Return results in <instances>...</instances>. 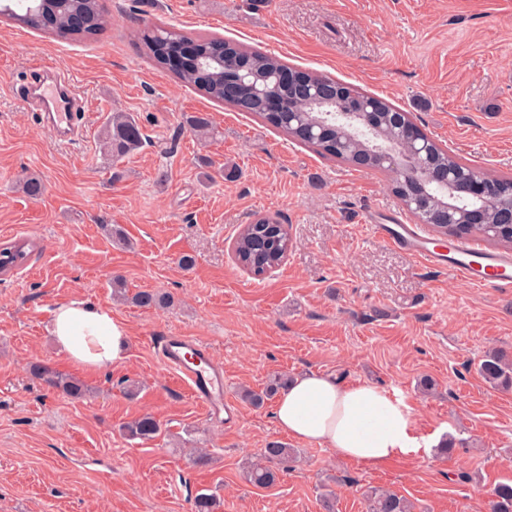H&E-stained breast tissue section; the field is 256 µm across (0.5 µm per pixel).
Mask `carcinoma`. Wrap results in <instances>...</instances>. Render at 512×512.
<instances>
[{
    "label": "carcinoma",
    "instance_id": "1",
    "mask_svg": "<svg viewBox=\"0 0 512 512\" xmlns=\"http://www.w3.org/2000/svg\"><path fill=\"white\" fill-rule=\"evenodd\" d=\"M16 24L45 31L61 40H92L109 24L104 0H43V6L26 14L24 0H17ZM140 47L144 55L162 71L173 74L182 84L193 88L209 99L225 102L237 110L262 119L288 139L310 146L322 156L352 164L353 160L337 149L336 135L347 125L344 102L349 99L373 100L379 112H394L396 108L389 102L372 97L357 87L337 81L327 75H320L325 86L334 88L339 95L336 105L325 109L312 104L296 88L284 85L279 75L291 71L302 79L313 76L289 66L280 59L247 47L241 43L226 40L216 35L190 36L176 29H158L142 35ZM228 87H235L239 94L229 98L225 94ZM274 94L293 102L299 112L310 113L323 121L326 132L319 139L308 136L305 127L297 122L288 123V116L265 110L261 98ZM188 125L200 137H210L214 129L208 115L198 113L189 116ZM353 134L359 144L358 153L371 148L378 132L367 124L354 129ZM144 142L141 127L127 112H114L106 122L102 135V153L111 162H117L137 151ZM428 165L432 167H453L465 174L471 166L450 154L447 149L432 143ZM475 205L465 194L457 199L456 223L443 226L433 224L435 232H447L461 239L477 237L504 247L512 245V225L497 224V217L490 212L486 220L491 225L472 224ZM290 237L288 227L273 216H261L258 222L243 226L234 242V258L244 270L261 276L266 270L282 262ZM26 248L17 244L0 245V272L7 273L19 267L27 259ZM114 296L120 300L131 299L139 307L164 308L171 302L165 293L143 291L133 296L126 294L122 280L112 278ZM478 373L489 384L502 388H512V353L495 348L487 351L480 360ZM32 374L48 387L62 391L73 399H82L88 387L75 378H64L42 365L32 367ZM288 384L285 375L276 376L271 384L260 392L242 391V397L259 407L265 399L275 395ZM132 439H150L161 431L160 423L151 415H143L124 426ZM295 455V450L279 441H272L262 449L260 459L251 464L245 478L255 486L266 487L273 484L277 473L270 464H286ZM368 512H414V504L393 491L374 488L367 494ZM220 503L213 494L201 492L195 496L194 512H218ZM490 512H512V482L498 484L492 492Z\"/></svg>",
    "mask_w": 512,
    "mask_h": 512
}]
</instances>
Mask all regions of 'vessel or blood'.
Segmentation results:
<instances>
[{
	"instance_id": "1",
	"label": "vessel or blood",
	"mask_w": 512,
	"mask_h": 512,
	"mask_svg": "<svg viewBox=\"0 0 512 512\" xmlns=\"http://www.w3.org/2000/svg\"><path fill=\"white\" fill-rule=\"evenodd\" d=\"M22 101L39 112L57 108L56 123L69 137L83 131L84 101L65 71L53 65L33 69L29 80L17 89ZM377 234L383 242L403 248L432 266L448 270L478 288H512V254L493 253L482 248L479 239L452 240L444 248L429 246L425 237L403 224H380ZM162 362L182 381L212 419H220L232 402L226 394L224 370L217 366L209 347L194 337L172 334L159 345Z\"/></svg>"
}]
</instances>
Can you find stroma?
Segmentation results:
<instances>
[{"label":"stroma","mask_w":512,"mask_h":512,"mask_svg":"<svg viewBox=\"0 0 512 512\" xmlns=\"http://www.w3.org/2000/svg\"><path fill=\"white\" fill-rule=\"evenodd\" d=\"M97 41H61L0 18V234L28 240L26 262L0 274V512H191L217 492L223 512H366L372 487L417 512H487L512 481V391L477 372L484 351H512V288H477L382 242L377 224L413 216L382 174L327 159L245 112L157 71L137 47L144 26L220 34L299 68L328 73L410 112L429 137L476 169L512 176V0H105ZM73 76L88 102L87 134L56 136L15 95L37 63ZM127 112L146 141L116 163L99 133ZM208 114L199 140L187 116ZM42 178L36 200L20 187ZM264 214L288 224L278 269L237 265L239 229ZM195 256L192 269L179 258ZM159 291L142 308L112 297ZM87 299L130 331L128 356L106 371L74 364L48 331L56 304ZM191 336L222 364L235 422L208 418L160 361L153 338ZM46 366L88 386L73 400L31 373ZM335 374L370 384L410 413L418 453L370 468L287 438L274 400L241 388L277 374ZM435 383L422 394L420 377ZM149 440L121 427L142 415ZM453 436L443 455L438 444ZM297 457L257 487L246 462L269 442ZM211 460L194 465L191 443ZM112 288L114 296L120 300L130 299L139 307L143 308H164L171 302V297L166 293L143 291L133 295L131 298L126 294L122 280L113 277ZM126 434L132 439H150L161 431L160 423L152 415H143L124 426Z\"/></svg>","instance_id":"35a3bbf8"}]
</instances>
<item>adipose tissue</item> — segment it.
I'll use <instances>...</instances> for the list:
<instances>
[{"label": "adipose tissue", "mask_w": 512, "mask_h": 512, "mask_svg": "<svg viewBox=\"0 0 512 512\" xmlns=\"http://www.w3.org/2000/svg\"><path fill=\"white\" fill-rule=\"evenodd\" d=\"M51 333L75 364L105 370L126 358L129 329L111 309L85 301L57 304ZM277 427L294 440L339 457L378 467L418 451L410 415L371 385H347L317 372L297 376L278 396Z\"/></svg>", "instance_id": "1"}]
</instances>
